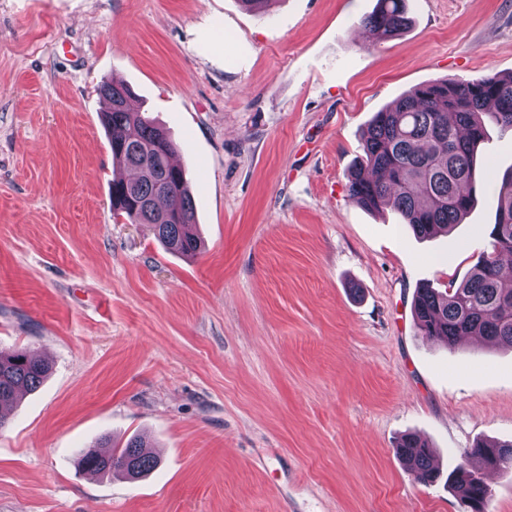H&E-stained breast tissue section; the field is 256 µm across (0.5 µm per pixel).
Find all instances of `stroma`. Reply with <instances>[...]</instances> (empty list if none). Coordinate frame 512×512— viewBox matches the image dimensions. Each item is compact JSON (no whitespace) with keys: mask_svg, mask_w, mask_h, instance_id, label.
<instances>
[{"mask_svg":"<svg viewBox=\"0 0 512 512\" xmlns=\"http://www.w3.org/2000/svg\"><path fill=\"white\" fill-rule=\"evenodd\" d=\"M376 6L0 0V349L53 364L5 412L0 512H462L395 444L448 473L512 440V350L421 335L411 308L487 249L512 133L489 126L472 210L428 240L347 174L375 112L512 73V0H408L400 36L356 38ZM109 80L179 146L196 258L112 213ZM139 434L147 475L78 468ZM398 456L408 465L415 480L434 483L440 476L428 445L416 436H407L396 445Z\"/></svg>","mask_w":512,"mask_h":512,"instance_id":"stroma-1","label":"stroma"}]
</instances>
